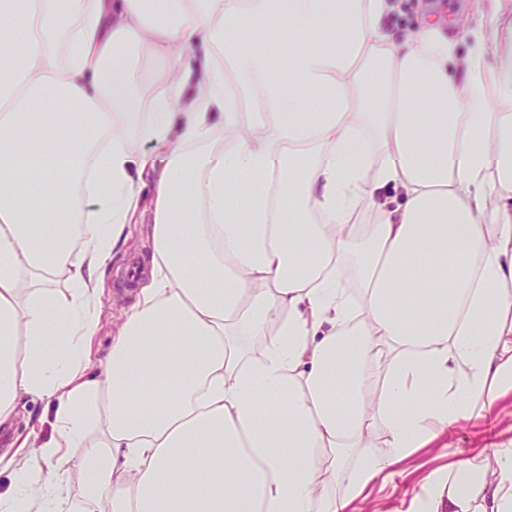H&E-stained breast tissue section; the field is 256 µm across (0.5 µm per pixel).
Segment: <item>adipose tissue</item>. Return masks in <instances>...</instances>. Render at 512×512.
Masks as SVG:
<instances>
[{"instance_id":"obj_1","label":"adipose tissue","mask_w":512,"mask_h":512,"mask_svg":"<svg viewBox=\"0 0 512 512\" xmlns=\"http://www.w3.org/2000/svg\"><path fill=\"white\" fill-rule=\"evenodd\" d=\"M484 7L459 58L390 33V0H0V431L26 396L52 427L17 439L0 512H357L512 395V0ZM220 40L250 120L186 61ZM133 48L165 63L146 114ZM146 172L153 249L102 360ZM398 512H512V443ZM108 288H111L112 298L104 300V309L101 315L100 327L98 336H94V346L99 350L101 356L106 355L112 345V326L114 327L117 317L119 315L118 307L115 308L114 302L119 304H126L133 301L132 294L125 291L132 290V288H125L120 279H108Z\"/></svg>"}]
</instances>
